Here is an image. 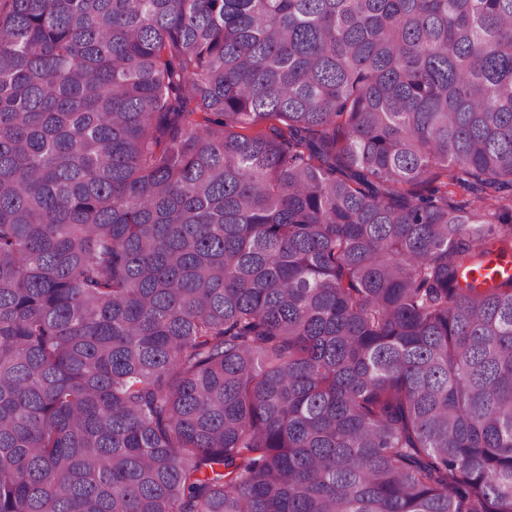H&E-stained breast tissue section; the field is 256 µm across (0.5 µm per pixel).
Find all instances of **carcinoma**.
Wrapping results in <instances>:
<instances>
[{
    "mask_svg": "<svg viewBox=\"0 0 512 512\" xmlns=\"http://www.w3.org/2000/svg\"><path fill=\"white\" fill-rule=\"evenodd\" d=\"M512 0H0V512H512Z\"/></svg>",
    "mask_w": 512,
    "mask_h": 512,
    "instance_id": "1",
    "label": "carcinoma"
}]
</instances>
